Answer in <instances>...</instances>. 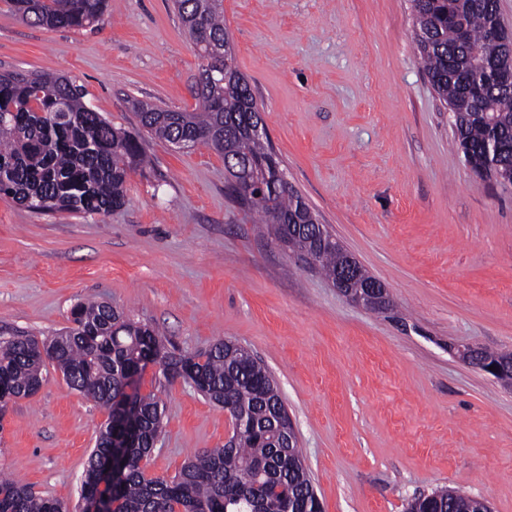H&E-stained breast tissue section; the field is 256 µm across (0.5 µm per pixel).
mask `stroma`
Wrapping results in <instances>:
<instances>
[{"instance_id": "obj_1", "label": "stroma", "mask_w": 512, "mask_h": 512, "mask_svg": "<svg viewBox=\"0 0 512 512\" xmlns=\"http://www.w3.org/2000/svg\"><path fill=\"white\" fill-rule=\"evenodd\" d=\"M236 63L288 182L386 286L374 313L344 297L230 196L224 160L146 139L108 214L36 213L0 196V336L48 339L89 298L184 353L229 339L271 372L323 512H405L458 487L512 512V388L463 360L512 352V185L476 174L428 81L409 0H224ZM200 59L171 0H109L98 26L50 30L0 0V72L69 77L112 125L132 100L192 109ZM164 403L146 474L219 448L223 408L156 365ZM107 407L49 370L9 406L0 472L67 507Z\"/></svg>"}]
</instances>
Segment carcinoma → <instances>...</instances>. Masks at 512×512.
<instances>
[{
    "label": "carcinoma",
    "mask_w": 512,
    "mask_h": 512,
    "mask_svg": "<svg viewBox=\"0 0 512 512\" xmlns=\"http://www.w3.org/2000/svg\"><path fill=\"white\" fill-rule=\"evenodd\" d=\"M19 18L48 29L98 25L108 0H3ZM416 48L435 93L452 114L455 142L469 165L486 164L512 184V33L501 25L498 0H410ZM201 65L195 107L171 110L138 102L139 125L168 143L204 145L239 172L250 193L241 203L263 224H301L310 206L275 180L284 173L268 139L249 133L260 107L235 64L224 23V0H175ZM147 163L139 134L112 126L63 76L0 73V193L36 212L107 214L124 205L129 171ZM308 228L288 234V248L316 254L336 283L342 254L317 246ZM73 326L50 341L24 331L0 336V411L30 398L56 364L66 384L135 421V433L100 427L83 471L80 497L107 495L114 512H322L298 438L271 373L244 347L221 340L195 354L163 350L159 334L98 300L76 305ZM166 379L182 377L210 402L232 405L231 446L191 456L172 478L149 477L145 467L163 430V405L150 392L127 393L148 364ZM475 497L439 489L413 498L407 512H476ZM0 512H68L0 475Z\"/></svg>",
    "instance_id": "obj_1"
}]
</instances>
